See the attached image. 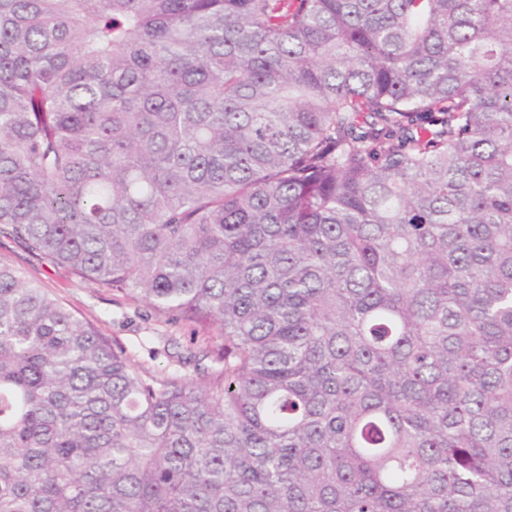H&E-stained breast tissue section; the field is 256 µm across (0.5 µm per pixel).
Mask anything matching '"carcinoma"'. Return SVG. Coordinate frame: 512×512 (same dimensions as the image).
<instances>
[{
  "instance_id": "1",
  "label": "carcinoma",
  "mask_w": 512,
  "mask_h": 512,
  "mask_svg": "<svg viewBox=\"0 0 512 512\" xmlns=\"http://www.w3.org/2000/svg\"><path fill=\"white\" fill-rule=\"evenodd\" d=\"M0 233L222 342L0 263V512H512V0H0ZM0 261L21 269L29 280L94 324L115 349L125 350L136 366L151 374L193 372V365L180 364L181 357L206 347L205 331L195 323L174 322L145 301L85 282L68 267L39 260L4 235L0 236Z\"/></svg>"
}]
</instances>
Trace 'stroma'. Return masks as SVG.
<instances>
[{
  "label": "stroma",
  "mask_w": 512,
  "mask_h": 512,
  "mask_svg": "<svg viewBox=\"0 0 512 512\" xmlns=\"http://www.w3.org/2000/svg\"><path fill=\"white\" fill-rule=\"evenodd\" d=\"M0 261L21 269L29 280L94 324L114 348L125 350L136 366L151 374L180 370L182 358L205 347L198 325L172 321L145 301L85 282L68 267L39 260L2 235Z\"/></svg>",
  "instance_id": "35a3bbf8"
}]
</instances>
